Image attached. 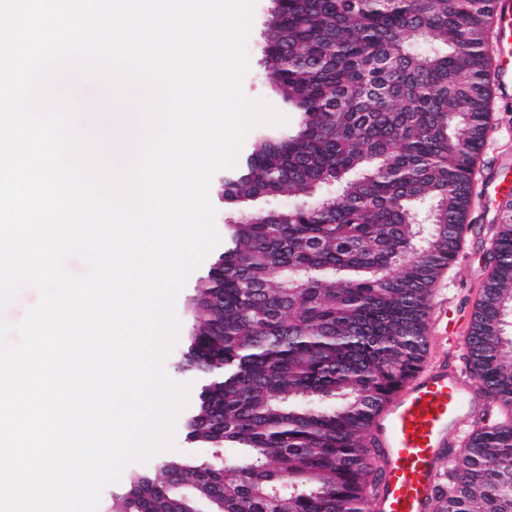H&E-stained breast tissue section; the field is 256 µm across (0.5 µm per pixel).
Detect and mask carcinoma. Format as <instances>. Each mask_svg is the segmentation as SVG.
<instances>
[{
    "mask_svg": "<svg viewBox=\"0 0 512 512\" xmlns=\"http://www.w3.org/2000/svg\"><path fill=\"white\" fill-rule=\"evenodd\" d=\"M495 30L496 0H273L264 69L298 122L219 181L224 250L177 365L198 390L187 438L212 453L168 458L106 512H367L374 416L420 370L464 241ZM486 254L466 349L502 416L442 464L437 512H512V200Z\"/></svg>",
    "mask_w": 512,
    "mask_h": 512,
    "instance_id": "carcinoma-1",
    "label": "carcinoma"
}]
</instances>
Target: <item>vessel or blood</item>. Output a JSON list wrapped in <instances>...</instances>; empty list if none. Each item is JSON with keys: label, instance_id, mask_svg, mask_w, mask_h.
Wrapping results in <instances>:
<instances>
[{"label": "vessel or blood", "instance_id": "vessel-or-blood-1", "mask_svg": "<svg viewBox=\"0 0 512 512\" xmlns=\"http://www.w3.org/2000/svg\"><path fill=\"white\" fill-rule=\"evenodd\" d=\"M474 380L438 367L409 381L376 418L385 489L374 512H430L443 450L471 421Z\"/></svg>", "mask_w": 512, "mask_h": 512}]
</instances>
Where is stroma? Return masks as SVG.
<instances>
[{"mask_svg": "<svg viewBox=\"0 0 512 512\" xmlns=\"http://www.w3.org/2000/svg\"><path fill=\"white\" fill-rule=\"evenodd\" d=\"M271 0H257L247 42L250 70L243 82L251 98L272 101L273 93L262 64V47ZM494 101L495 121L488 132L476 174L474 206L470 212L464 244L453 266L434 291V301L443 303L453 325L466 329L473 306L485 279L486 246L495 230L499 205L512 193V79L497 81Z\"/></svg>", "mask_w": 512, "mask_h": 512, "instance_id": "1", "label": "stroma"}]
</instances>
